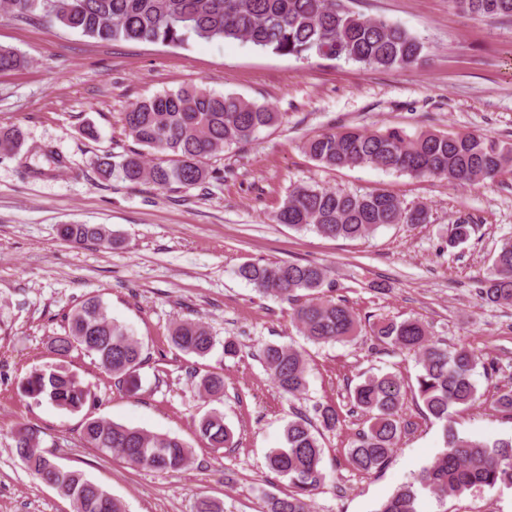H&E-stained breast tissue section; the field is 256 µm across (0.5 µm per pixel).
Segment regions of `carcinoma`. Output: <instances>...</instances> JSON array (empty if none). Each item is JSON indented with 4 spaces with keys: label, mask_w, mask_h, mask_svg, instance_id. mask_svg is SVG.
<instances>
[{
    "label": "carcinoma",
    "mask_w": 512,
    "mask_h": 512,
    "mask_svg": "<svg viewBox=\"0 0 512 512\" xmlns=\"http://www.w3.org/2000/svg\"><path fill=\"white\" fill-rule=\"evenodd\" d=\"M467 14L512 18V0H450ZM0 10L14 17H34L100 41H139L185 46L194 40H238L278 56L308 61L313 57L344 60L378 69L418 66L428 48L405 28L384 18H368L352 11L347 0H0ZM29 60L0 46V71L25 68ZM281 113L235 93L215 94L190 87L164 92L136 103L125 113V127L149 150L171 155L167 164L150 163L143 152L119 161L108 156L98 165L104 178L119 176L131 184L195 186L209 176L204 160L224 147L249 141L262 129L276 125ZM24 143L18 127H0V155L15 156ZM309 157L336 169L374 166L416 177L444 178L457 187L495 182L512 174V145L474 133L407 134L398 127L383 131L347 129L319 134L303 145ZM425 206L406 207L393 194H365L300 185L288 194L275 215L279 224L311 229L328 238L357 239L389 224H425ZM466 219L454 224L448 245L468 240ZM66 241L112 246L101 225L64 224ZM239 275L263 296L288 300L307 291L311 298L293 308L301 333L315 344L343 342L356 335L359 319L347 301L322 291L328 270L316 263L249 264ZM478 293L489 304H512V239L505 240L480 281ZM378 344L414 353L420 372L415 395L426 413L443 424V450L413 474L375 512H419L426 493L438 502L474 487L512 486V437L486 440L460 434L448 421L460 408L480 402L475 374L485 366L467 347L448 349L429 336L415 319H380L371 325ZM169 340L187 355L203 357L216 340L208 326L185 320L174 325ZM50 352L66 358L77 351L95 358L98 366L122 382L142 362V346L129 328L112 318L102 299L92 296L76 306L63 334L52 338ZM258 356L283 393L299 398L307 390L304 355L285 345L266 343ZM200 393L224 392V376L211 373L197 381ZM24 389L34 399L46 398L56 407L77 411L88 392L64 365L32 371ZM352 408L366 417L348 453L354 469L373 473L389 462L403 435L414 423L403 418V387L391 373L370 374L350 393ZM491 405L512 413V389L491 396ZM340 414L330 404L314 408V417L298 414L284 431V444L270 450L268 467L288 479L290 491L273 497L268 512H313V496L325 487L323 448L319 437L336 430ZM197 432L211 448H233L234 433L224 416L212 412L197 424ZM86 445L112 453L136 467L177 473L191 461L183 440L102 419H88L82 429ZM18 457L42 483L70 499L75 512H126L123 503L82 474L65 469L40 448L36 431L20 428L14 434Z\"/></svg>",
    "instance_id": "1"
}]
</instances>
